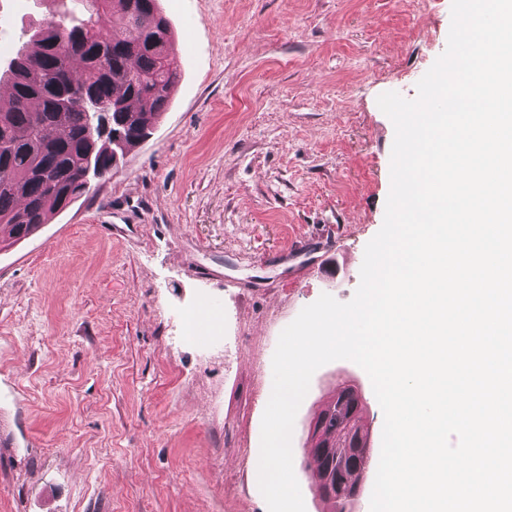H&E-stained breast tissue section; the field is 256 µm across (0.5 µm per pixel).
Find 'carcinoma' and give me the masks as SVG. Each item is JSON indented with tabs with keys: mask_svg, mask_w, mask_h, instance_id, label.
I'll return each mask as SVG.
<instances>
[{
	"mask_svg": "<svg viewBox=\"0 0 512 512\" xmlns=\"http://www.w3.org/2000/svg\"><path fill=\"white\" fill-rule=\"evenodd\" d=\"M8 105H0V245L34 235L55 211L83 195L84 161L111 175L168 109L178 71L173 34L157 0H70L48 14L11 61ZM78 86L88 106H109L111 128L77 105L61 107L58 90ZM359 395L346 387L318 417L327 457L318 471L344 490L359 475L345 460L368 434Z\"/></svg>",
	"mask_w": 512,
	"mask_h": 512,
	"instance_id": "cac0c4a2",
	"label": "carcinoma"
}]
</instances>
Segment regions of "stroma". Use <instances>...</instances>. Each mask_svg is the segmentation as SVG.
<instances>
[{"label": "stroma", "instance_id": "1", "mask_svg": "<svg viewBox=\"0 0 512 512\" xmlns=\"http://www.w3.org/2000/svg\"><path fill=\"white\" fill-rule=\"evenodd\" d=\"M54 0H0V71ZM181 78L151 135L25 241L0 247V512H268L261 421L282 330L352 299L385 215L395 129L377 105L447 47L451 0H159ZM208 307L210 339L183 334ZM368 374L320 367L292 452Z\"/></svg>", "mask_w": 512, "mask_h": 512}]
</instances>
